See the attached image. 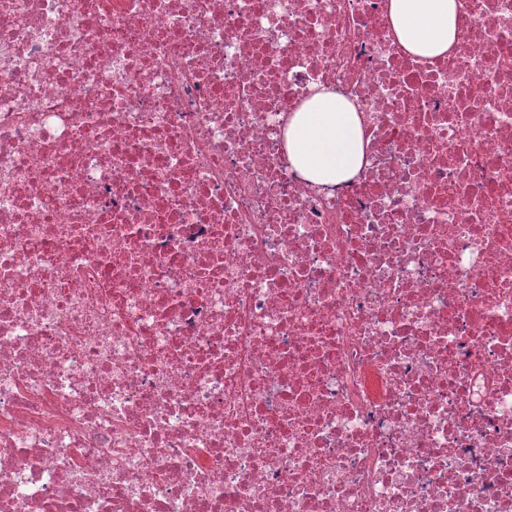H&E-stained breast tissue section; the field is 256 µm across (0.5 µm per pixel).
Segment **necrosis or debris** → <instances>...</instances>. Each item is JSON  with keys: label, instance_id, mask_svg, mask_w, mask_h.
Instances as JSON below:
<instances>
[{"label": "necrosis or debris", "instance_id": "4bbe7bcc", "mask_svg": "<svg viewBox=\"0 0 512 512\" xmlns=\"http://www.w3.org/2000/svg\"><path fill=\"white\" fill-rule=\"evenodd\" d=\"M388 2L0 0V512H512V0ZM398 41L423 57L448 52L456 35V0H390ZM358 113V106L342 95L317 90L288 119V157L313 184L336 185L361 169L364 141Z\"/></svg>", "mask_w": 512, "mask_h": 512}]
</instances>
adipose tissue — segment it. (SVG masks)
Wrapping results in <instances>:
<instances>
[{
  "instance_id": "obj_1",
  "label": "adipose tissue",
  "mask_w": 512,
  "mask_h": 512,
  "mask_svg": "<svg viewBox=\"0 0 512 512\" xmlns=\"http://www.w3.org/2000/svg\"><path fill=\"white\" fill-rule=\"evenodd\" d=\"M398 41L423 57L447 53L456 35V0H390ZM292 165L310 182L334 185L356 175L364 161L358 108L340 94L316 91L288 120Z\"/></svg>"
}]
</instances>
